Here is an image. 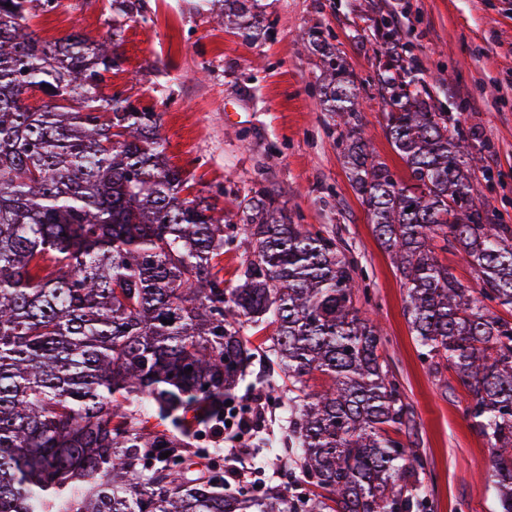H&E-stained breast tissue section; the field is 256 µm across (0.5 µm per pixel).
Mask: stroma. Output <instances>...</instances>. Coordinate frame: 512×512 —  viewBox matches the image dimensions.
<instances>
[{
    "label": "stroma",
    "instance_id": "obj_1",
    "mask_svg": "<svg viewBox=\"0 0 512 512\" xmlns=\"http://www.w3.org/2000/svg\"><path fill=\"white\" fill-rule=\"evenodd\" d=\"M260 3L269 29L258 40L225 26L223 6L201 11L196 0H55L28 23L48 41L75 28L92 40L117 31L119 68L108 88L160 113L169 160L189 177L186 197L207 198L228 218L226 282H234L243 258L238 204L255 190L273 195L294 223L335 237L362 278L355 305L383 328L382 356L414 415L411 431L398 435L425 463V498L411 512H496V493L481 476L490 451L466 414L468 393L454 370L435 373L422 356L400 274L343 163L341 129L320 106L322 63L306 34L315 26L330 36L360 90V120L372 148L403 179L407 166L383 128L386 103L377 85L380 20L391 18L398 52L392 71L422 82L437 109L475 135L480 194L492 200L495 223L512 226V0ZM271 334L251 330L256 353L236 401L260 411V431L278 437L288 412L278 370L261 348ZM205 437L202 445L186 440L190 450L205 452L194 471L236 466L244 485L307 492L287 455L264 456L251 439L227 432Z\"/></svg>",
    "mask_w": 512,
    "mask_h": 512
}]
</instances>
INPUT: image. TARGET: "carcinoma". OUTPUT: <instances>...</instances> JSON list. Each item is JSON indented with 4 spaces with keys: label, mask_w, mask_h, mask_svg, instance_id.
I'll return each mask as SVG.
<instances>
[{
    "label": "carcinoma",
    "mask_w": 512,
    "mask_h": 512,
    "mask_svg": "<svg viewBox=\"0 0 512 512\" xmlns=\"http://www.w3.org/2000/svg\"><path fill=\"white\" fill-rule=\"evenodd\" d=\"M54 2L0 0V512H410L424 461L390 434L412 413L380 361L382 327L354 304V263L258 190L239 204L245 249L225 286L224 216L182 196L159 113L104 92L118 33L44 40L26 21ZM257 2L224 0V18L263 37ZM308 43L411 329L434 370L467 390L498 512H512V322L481 304L512 306V227L479 201L480 152L425 86L386 70L385 131L409 170L396 179L335 47L317 28ZM32 87L46 96L38 107L24 100ZM432 233L461 249L476 285L440 262ZM263 325L288 379L291 462L315 487L295 500L226 494L221 476L182 467V437L224 425L253 356L246 332ZM316 374L327 389H311ZM132 397L148 405L126 406Z\"/></svg>",
    "instance_id": "carcinoma-1"
}]
</instances>
